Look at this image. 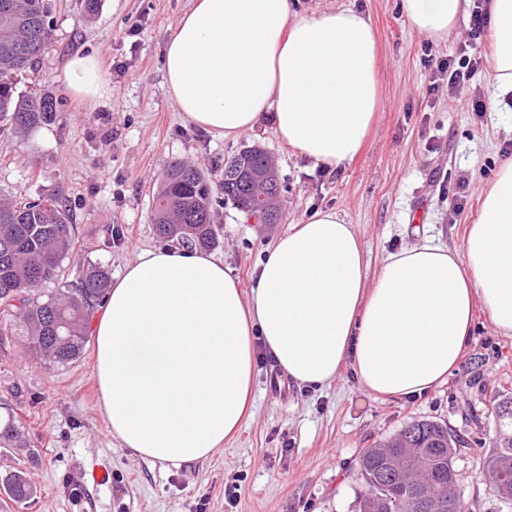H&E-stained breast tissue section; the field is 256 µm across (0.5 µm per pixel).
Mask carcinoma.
Instances as JSON below:
<instances>
[{
  "label": "carcinoma",
  "mask_w": 512,
  "mask_h": 512,
  "mask_svg": "<svg viewBox=\"0 0 512 512\" xmlns=\"http://www.w3.org/2000/svg\"><path fill=\"white\" fill-rule=\"evenodd\" d=\"M53 36L51 0H0V122L32 128L51 120L55 104L47 96L17 91L16 77L38 63ZM224 201L245 214L253 201L239 177L237 157L224 161ZM213 188L195 166L181 160L164 169L155 197V232L186 249H213ZM75 239L74 225L56 201L0 203V312L19 310L28 344L53 366L79 359L96 305L111 286L110 271L89 265L71 288L41 298L57 281ZM496 440L485 458L495 497L512 502V398L496 403ZM451 428L415 420L394 436L362 452L357 478L362 490L358 512H429L421 495L448 496V480L463 441L448 440ZM8 494L20 501L33 490L18 473L5 479Z\"/></svg>",
  "instance_id": "carcinoma-1"
}]
</instances>
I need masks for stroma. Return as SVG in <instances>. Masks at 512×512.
<instances>
[{
	"instance_id": "obj_1",
	"label": "stroma",
	"mask_w": 512,
	"mask_h": 512,
	"mask_svg": "<svg viewBox=\"0 0 512 512\" xmlns=\"http://www.w3.org/2000/svg\"><path fill=\"white\" fill-rule=\"evenodd\" d=\"M84 2L53 0V39L18 80L19 91L55 101L52 120L0 131V200L57 198L75 226L64 281L91 264L116 277L141 251L166 247L154 230V196L175 157L215 181L224 159L244 147L260 146L273 159L286 187L280 223H249L214 191V254L247 292L274 240L317 209H336L357 226L373 276L388 254L424 239L462 246L481 190L512 146L511 108L480 117L471 107L474 96H492L489 69L453 94L447 77L431 75L459 50L484 53L469 17L438 41L410 23L400 0H299L303 8H354L370 17L378 39L376 123L362 154L328 171L285 145L270 116L225 139L177 111L164 89L163 50L190 0H99L92 13ZM79 52L100 63L106 93L93 102L65 80ZM119 63L121 75L113 70ZM256 370L253 415L239 433L212 459L175 468L136 457L112 437L92 341L76 362L53 367L31 350L20 318L0 316V421L22 433L21 443L0 444V480L20 471L34 488L17 502L0 487V512H356L364 448L421 419L448 423L466 442L455 461L465 512H512L483 471L494 405L512 397V335L499 333L484 309L458 368L418 398L375 396L348 365L317 391L290 384L265 359ZM96 464L107 467V484L86 483Z\"/></svg>"
}]
</instances>
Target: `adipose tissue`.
Wrapping results in <instances>:
<instances>
[{"label": "adipose tissue", "instance_id": "ef3b65f1", "mask_svg": "<svg viewBox=\"0 0 512 512\" xmlns=\"http://www.w3.org/2000/svg\"><path fill=\"white\" fill-rule=\"evenodd\" d=\"M471 0H401L441 39ZM493 103L512 94V0H489ZM377 42L351 8L299 12L293 0H191L164 51V88L186 119L227 138L270 113L278 137L335 170L363 149L379 106ZM76 96L104 93L95 55L65 68ZM512 335V157L483 191L462 248L400 249L376 279L355 225L314 211L278 237L243 293L224 262L158 248L126 265L94 328L100 404L121 447L175 467L204 461L249 415L256 355L304 388L350 362L381 397L445 382L472 334L475 308Z\"/></svg>", "mask_w": 512, "mask_h": 512}]
</instances>
